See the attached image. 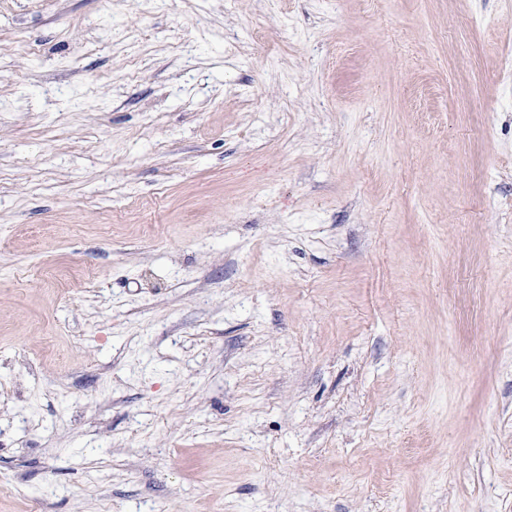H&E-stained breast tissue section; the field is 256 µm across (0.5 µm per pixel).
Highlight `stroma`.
<instances>
[{
	"mask_svg": "<svg viewBox=\"0 0 512 512\" xmlns=\"http://www.w3.org/2000/svg\"><path fill=\"white\" fill-rule=\"evenodd\" d=\"M512 0H0V512H512Z\"/></svg>",
	"mask_w": 512,
	"mask_h": 512,
	"instance_id": "obj_1",
	"label": "stroma"
}]
</instances>
